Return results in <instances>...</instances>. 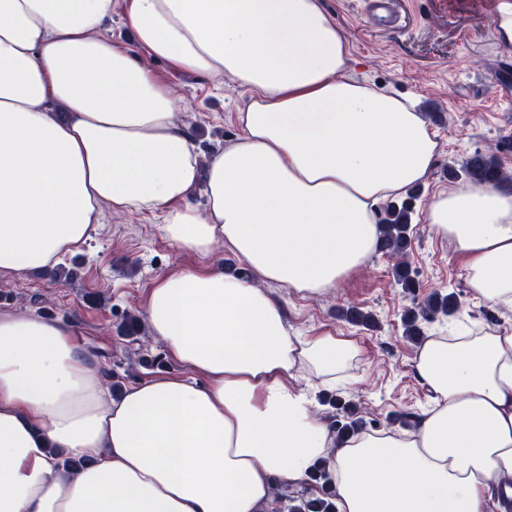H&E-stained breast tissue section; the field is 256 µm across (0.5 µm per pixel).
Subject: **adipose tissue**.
<instances>
[{"label": "adipose tissue", "instance_id": "ef3b65f1", "mask_svg": "<svg viewBox=\"0 0 512 512\" xmlns=\"http://www.w3.org/2000/svg\"><path fill=\"white\" fill-rule=\"evenodd\" d=\"M116 19L133 44L109 37ZM351 60L322 0H0V274L80 252L108 210L154 215L200 258L223 243L254 274L158 279L150 332L194 374L117 397L65 325L0 310V512H279L276 488L319 463L337 512H493L512 483L511 329L427 337L415 429L340 438L305 383H335L357 346L290 335L264 288L341 287L378 251L380 204L434 166L425 116ZM156 61L244 94L240 135L207 163ZM426 221L473 297L511 308L512 192L441 189Z\"/></svg>", "mask_w": 512, "mask_h": 512}]
</instances>
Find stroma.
<instances>
[{
    "mask_svg": "<svg viewBox=\"0 0 512 512\" xmlns=\"http://www.w3.org/2000/svg\"><path fill=\"white\" fill-rule=\"evenodd\" d=\"M351 46L349 74L413 100L439 141L435 165L417 189L411 218V267L419 282L409 294L396 284L389 262L373 256L343 287L300 298L269 285L281 303L288 330L310 336L331 333L359 348L346 381L333 392L358 410L367 427L392 428L394 413H421L430 397L414 373L416 342L404 335L407 308L434 294H455V317L422 323L425 335L447 330L450 321L512 329V311L472 297L462 276L464 259L435 235L425 221L433 194L451 186L449 167H460L494 142H512V88L501 86V62H512L502 46L489 0H397V28L377 26L364 0H323ZM169 87L178 119L201 157L223 148L239 132L236 110L244 100L223 83L156 64ZM68 280L56 283L42 273L0 277V309L34 312L62 322L77 336L92 362L112 372L117 386L162 373H183L148 330L128 336L127 316H142L150 288L163 275L196 266L244 272L245 267L216 245L206 258L177 251L155 220L138 214L106 215L83 250L62 263ZM373 315L371 327L347 323L344 304Z\"/></svg>",
    "mask_w": 512,
    "mask_h": 512,
    "instance_id": "obj_1",
    "label": "stroma"
}]
</instances>
